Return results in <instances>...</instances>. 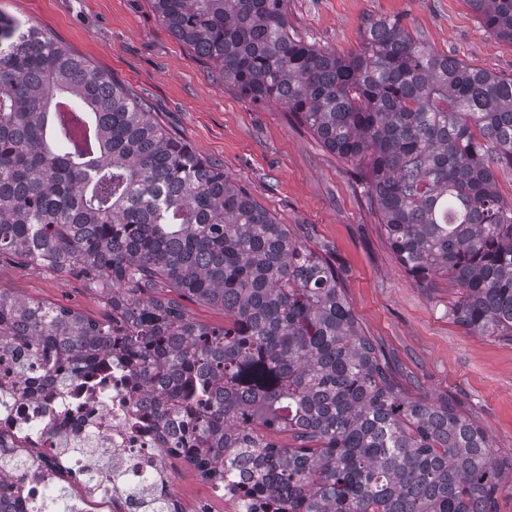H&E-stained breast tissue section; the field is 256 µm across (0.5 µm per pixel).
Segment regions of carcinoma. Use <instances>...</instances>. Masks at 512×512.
Returning <instances> with one entry per match:
<instances>
[{
	"label": "carcinoma",
	"mask_w": 512,
	"mask_h": 512,
	"mask_svg": "<svg viewBox=\"0 0 512 512\" xmlns=\"http://www.w3.org/2000/svg\"><path fill=\"white\" fill-rule=\"evenodd\" d=\"M512 44V0H467ZM165 28L255 105L277 102L360 167L390 250L421 287L445 275L456 323L512 340V77L437 54L369 18L343 54L288 23V0H152ZM68 272L103 293L91 320L0 290V343L73 378L109 359L170 448L206 480L253 466L272 512H498L512 456L474 417L406 381L366 336L327 249L295 240L229 175L31 21L0 12V264ZM224 311L190 318L182 301ZM286 432L294 444L273 442ZM30 467L0 453V512ZM51 488L34 512H68Z\"/></svg>",
	"instance_id": "obj_1"
}]
</instances>
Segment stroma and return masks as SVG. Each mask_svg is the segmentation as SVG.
<instances>
[{"mask_svg": "<svg viewBox=\"0 0 512 512\" xmlns=\"http://www.w3.org/2000/svg\"><path fill=\"white\" fill-rule=\"evenodd\" d=\"M0 12L38 23L137 100L203 156L221 161L293 236L329 248L365 334L433 397L476 416L497 456L512 455V342L468 334L452 315L447 280L416 286L392 255L355 168L329 153L286 107L252 105L228 91L163 26L149 0H0ZM391 15L433 52L512 77V45L485 33L466 0H288L307 40L348 52L371 16ZM0 288L72 308L93 320L103 297L67 273L0 269Z\"/></svg>", "mask_w": 512, "mask_h": 512, "instance_id": "35a3bbf8", "label": "stroma"}]
</instances>
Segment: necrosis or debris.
Returning a JSON list of instances; mask_svg holds the SVG:
<instances>
[{
  "label": "necrosis or debris",
  "mask_w": 512,
  "mask_h": 512,
  "mask_svg": "<svg viewBox=\"0 0 512 512\" xmlns=\"http://www.w3.org/2000/svg\"><path fill=\"white\" fill-rule=\"evenodd\" d=\"M151 412L146 398H128L120 368L104 379L62 383L44 375L41 359L18 361L14 345H0V436L36 449L39 467L21 485L18 512H30L59 473L86 468L98 478L72 498L74 512H142L128 487L140 482L151 494L170 489L175 475L165 450L189 430L184 417L158 422ZM250 471L238 463L211 486L224 512H263L264 500L245 493Z\"/></svg>",
  "instance_id": "1"
}]
</instances>
